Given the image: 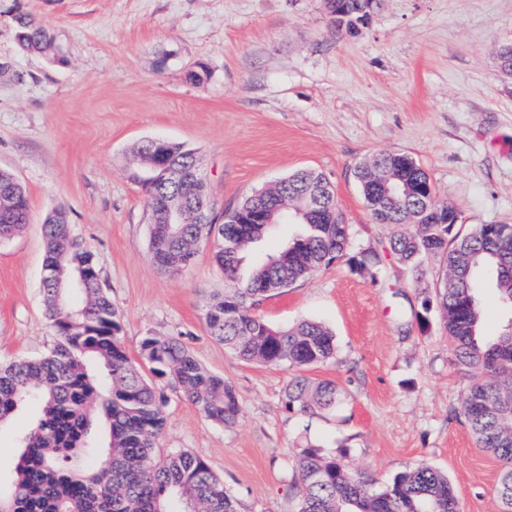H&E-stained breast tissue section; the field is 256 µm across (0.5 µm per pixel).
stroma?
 Masks as SVG:
<instances>
[{
    "label": "stroma",
    "instance_id": "35a3bbf8",
    "mask_svg": "<svg viewBox=\"0 0 512 512\" xmlns=\"http://www.w3.org/2000/svg\"><path fill=\"white\" fill-rule=\"evenodd\" d=\"M48 30L51 54L21 51L14 18ZM512 0H382L369 24L336 28L324 0H0V169L25 187L29 221L0 244V361L46 353L54 336L40 294L42 226L66 214L93 250L130 356L142 337L177 336L236 390L223 427L167 380L161 451L204 459L239 512H298L288 466L306 442L345 450L377 482L421 464L447 474L465 512H499V463L456 417L467 382L452 366L433 298L445 267L409 272L377 223L356 165L381 152L411 156L464 228L512 224ZM206 66L201 79L191 72ZM195 151L215 214L291 172L332 184L351 251L380 257L376 276L336 261L265 298L270 324L311 319L336 333L335 360L308 369L344 389L332 411H288L285 366L245 363L215 341L204 310L223 292L210 248L176 274L146 251L145 200L128 169L139 143ZM427 325H420V315ZM41 413L27 400L0 426V479Z\"/></svg>",
    "mask_w": 512,
    "mask_h": 512
}]
</instances>
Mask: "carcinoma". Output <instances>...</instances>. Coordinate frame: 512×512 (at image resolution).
<instances>
[{"instance_id": "obj_1", "label": "carcinoma", "mask_w": 512, "mask_h": 512, "mask_svg": "<svg viewBox=\"0 0 512 512\" xmlns=\"http://www.w3.org/2000/svg\"><path fill=\"white\" fill-rule=\"evenodd\" d=\"M14 37L26 52L43 53L52 42L47 29L28 14L15 16ZM394 192L380 224L402 225L421 215L412 230L395 236L392 253L417 272L434 257L445 262L435 305L452 349L451 362L469 380L460 415L479 447L500 464L495 492L502 512H512V323L500 335L483 333L478 292L487 280L499 302L512 310V224H477L463 234L456 209L444 205L426 212L422 196L427 173L408 155L380 154ZM194 165V153L181 146L161 148L148 140L130 155L133 177L144 191L149 224V258L172 273L190 265L199 248L212 245L230 287L205 309L210 334L240 360L285 365L294 371L285 392L286 407L312 415L330 410L343 391L334 382H315L304 371L336 357V336L321 322L303 320L275 327L254 307L277 290H286L336 260L351 271L374 275L379 255L351 252L348 225L336 199L323 207L336 211V223L312 215L273 252L264 242L275 224H241L247 213L274 204L267 189L253 192L224 212V223H209V211L187 213L185 223L167 224V201L179 189L144 180L143 161ZM362 196L381 189L365 163L355 168ZM326 179L302 169L279 181L288 198ZM11 174L0 171V243L27 223L29 200H11ZM45 258L41 280L53 347L35 360L0 364V425L29 398L43 404V415L21 439L13 479L0 482V512H237L236 500L200 457L172 449L160 453L166 425V399L146 378L143 367L181 390L208 420L233 426L241 408L235 390L207 370L177 336H145L138 358H131L120 336L111 298L100 284L93 252L57 214L43 225ZM106 432L101 445L90 440L94 422ZM291 486L299 512H463L447 475L429 465L399 472L385 484L352 471L342 456L308 443L292 465Z\"/></svg>"}]
</instances>
